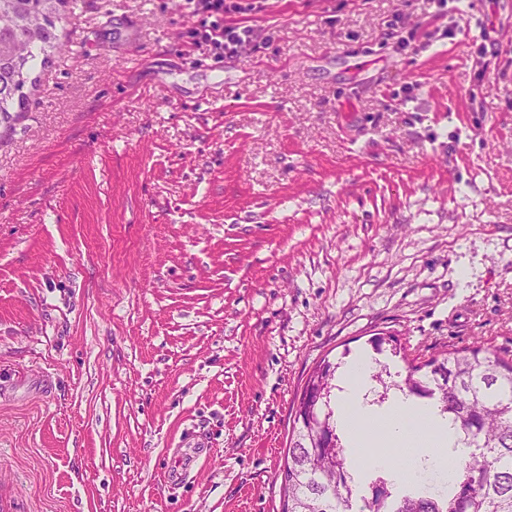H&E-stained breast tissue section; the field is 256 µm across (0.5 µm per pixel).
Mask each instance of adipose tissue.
Listing matches in <instances>:
<instances>
[{"label":"adipose tissue","mask_w":512,"mask_h":512,"mask_svg":"<svg viewBox=\"0 0 512 512\" xmlns=\"http://www.w3.org/2000/svg\"><path fill=\"white\" fill-rule=\"evenodd\" d=\"M374 365L368 357L352 358L340 372L338 425L350 446L360 449L358 471L386 470L398 485L433 480L452 486L455 466L467 450L454 427L432 408L395 395L383 411L364 402Z\"/></svg>","instance_id":"1"}]
</instances>
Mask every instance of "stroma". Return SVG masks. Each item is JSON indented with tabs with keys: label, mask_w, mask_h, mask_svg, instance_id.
I'll list each match as a JSON object with an SVG mask.
<instances>
[{
	"label": "stroma",
	"mask_w": 512,
	"mask_h": 512,
	"mask_svg": "<svg viewBox=\"0 0 512 512\" xmlns=\"http://www.w3.org/2000/svg\"><path fill=\"white\" fill-rule=\"evenodd\" d=\"M0 130V512H282L322 360L512 350V0H71ZM179 7L192 16L199 17V23L186 32L193 50L207 51L220 59L236 56L251 44L254 30L248 17L226 21L225 14L246 13L261 10L262 4H251L242 8L225 0H181Z\"/></svg>",
	"instance_id": "35a3bbf8"
}]
</instances>
